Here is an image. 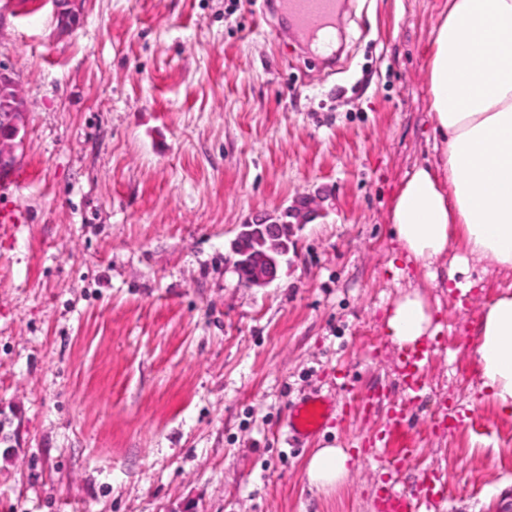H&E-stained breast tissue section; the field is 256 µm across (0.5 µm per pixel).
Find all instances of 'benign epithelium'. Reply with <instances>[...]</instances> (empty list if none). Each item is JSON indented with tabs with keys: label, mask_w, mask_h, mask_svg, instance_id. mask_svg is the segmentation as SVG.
Instances as JSON below:
<instances>
[{
	"label": "benign epithelium",
	"mask_w": 512,
	"mask_h": 512,
	"mask_svg": "<svg viewBox=\"0 0 512 512\" xmlns=\"http://www.w3.org/2000/svg\"><path fill=\"white\" fill-rule=\"evenodd\" d=\"M55 18L63 31L73 29L77 14L73 0H53ZM25 106L16 80L0 69V172L11 169L17 162L16 150L23 144ZM313 200L302 198L285 212L288 220L271 222L265 218L242 225L231 244L234 268L248 287L263 288L278 276L281 254L288 251V228L292 223L305 224L314 214Z\"/></svg>",
	"instance_id": "benign-epithelium-1"
}]
</instances>
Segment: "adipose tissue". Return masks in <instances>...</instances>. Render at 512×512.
Instances as JSON below:
<instances>
[{
  "instance_id": "obj_1",
  "label": "adipose tissue",
  "mask_w": 512,
  "mask_h": 512,
  "mask_svg": "<svg viewBox=\"0 0 512 512\" xmlns=\"http://www.w3.org/2000/svg\"><path fill=\"white\" fill-rule=\"evenodd\" d=\"M430 114L442 148L435 164L408 174L391 207L398 253L428 267L448 254V279L460 295L474 285L475 263L512 269V0H448L428 54ZM449 255V254H448ZM433 315L419 292L405 294L386 321L399 344L430 335ZM475 355L485 391L512 413V295L489 304ZM337 447L316 449L306 464L312 485L333 488L349 474Z\"/></svg>"
}]
</instances>
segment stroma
Here are the masks:
<instances>
[{
	"label": "stroma",
	"instance_id": "1",
	"mask_svg": "<svg viewBox=\"0 0 512 512\" xmlns=\"http://www.w3.org/2000/svg\"><path fill=\"white\" fill-rule=\"evenodd\" d=\"M447 0H343L335 69L263 14L262 0H0V68L20 83L26 135L0 233V512H376L390 479L358 438L393 411L415 451L405 488L446 487L431 512H512V416L473 347L512 270L397 257L393 199L437 161L427 75ZM277 279L241 284L230 251L254 215L298 197ZM417 289L438 327L425 388L408 394L392 304ZM348 406L302 446L288 408ZM336 446L348 478L305 465ZM350 456L341 448H317L306 464V475L312 485L334 488L349 474Z\"/></svg>",
	"mask_w": 512,
	"mask_h": 512
}]
</instances>
